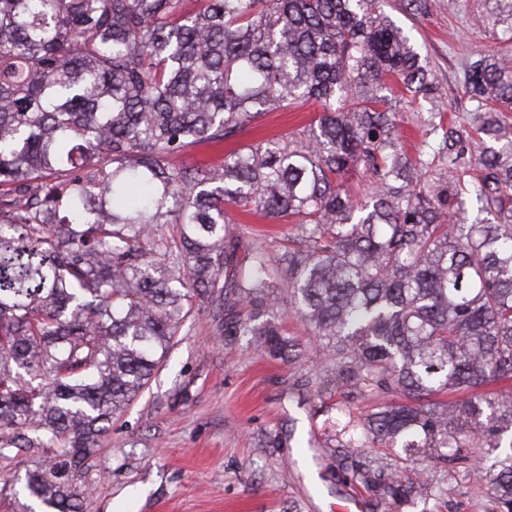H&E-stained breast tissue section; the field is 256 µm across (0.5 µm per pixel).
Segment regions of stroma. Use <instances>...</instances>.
Wrapping results in <instances>:
<instances>
[{
    "instance_id": "stroma-1",
    "label": "stroma",
    "mask_w": 512,
    "mask_h": 512,
    "mask_svg": "<svg viewBox=\"0 0 512 512\" xmlns=\"http://www.w3.org/2000/svg\"><path fill=\"white\" fill-rule=\"evenodd\" d=\"M483 0H425V12L387 0L385 10L409 30L426 55L437 100L418 99L399 119L410 156L425 148L418 120L436 108L466 125L472 103L462 86L464 67L479 54L504 49L503 40L484 28L478 16ZM316 107L305 104L262 116L225 141L222 148L199 145L178 154L175 164L217 163L226 151L285 136L308 125ZM239 234L276 253L289 224L233 209ZM307 351L288 363L254 350L249 339H224L207 302L196 301L193 315L174 337L169 352L128 408L98 440L78 480L82 512H333L350 499L321 463L335 434L334 414L320 412L308 378L335 388L324 358L309 348V333L295 318L272 310ZM41 449L23 448L0 457V512H31L32 502L13 475L46 465ZM447 478V498L430 501L431 512H493L487 484L463 468L435 469Z\"/></svg>"
}]
</instances>
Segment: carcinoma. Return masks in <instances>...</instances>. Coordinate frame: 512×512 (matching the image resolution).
<instances>
[{
    "label": "carcinoma",
    "mask_w": 512,
    "mask_h": 512,
    "mask_svg": "<svg viewBox=\"0 0 512 512\" xmlns=\"http://www.w3.org/2000/svg\"><path fill=\"white\" fill-rule=\"evenodd\" d=\"M186 2L0 0V455L49 454L25 493L79 512L74 478L193 300L226 339L297 362L264 319L284 305L344 389L338 481L401 507L447 497L423 474L462 463L512 512V57L470 63L472 131L432 112L433 154L413 160L411 101L389 83L414 98L434 84L384 0ZM486 2L512 19V0ZM309 102L321 115L300 132L170 162ZM476 137L491 142L478 174ZM234 207L292 220L288 247L240 258ZM447 393L467 398L434 400Z\"/></svg>",
    "instance_id": "carcinoma-1"
}]
</instances>
